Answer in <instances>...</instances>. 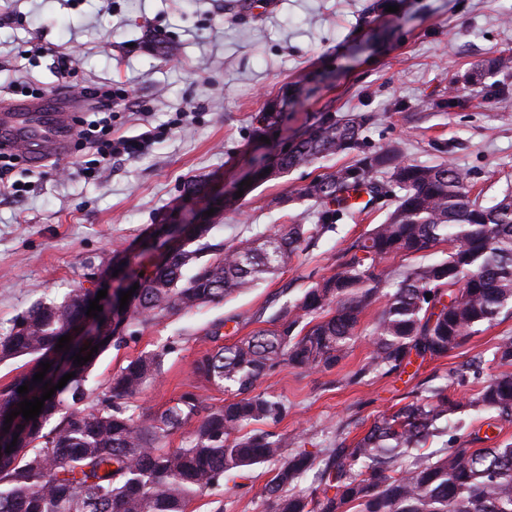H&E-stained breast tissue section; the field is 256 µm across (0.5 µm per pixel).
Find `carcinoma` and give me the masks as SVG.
<instances>
[{
	"mask_svg": "<svg viewBox=\"0 0 512 512\" xmlns=\"http://www.w3.org/2000/svg\"><path fill=\"white\" fill-rule=\"evenodd\" d=\"M512 70V56L500 55L474 66L471 80ZM366 114L320 116L300 140L259 176L269 180L308 166L328 154L361 151L350 165L312 180L288 198L318 208L316 224H280L255 240L226 244L213 225L197 227L167 263L143 276L134 302L112 309V324L101 326L86 346H98L91 360L55 363L58 339L83 319L90 289H73L61 303L38 302L0 334V362L31 356L34 367L0 391V512H187L195 497L261 464L283 460L266 487L268 512H512V442H498L472 430L439 451L431 441L448 432L451 416L487 413L489 429L512 422V336H501L492 361L502 370L483 376L481 360L459 366L457 380L476 389L456 399L448 388L433 387L398 409L374 419L359 438L336 435L306 494L289 487L315 467L304 448L285 455L297 439L276 431L288 414L280 398L257 391L261 380L284 364L307 370L331 369L343 359L362 313L381 301L368 361L358 375L406 372L417 360H438L460 349L479 327L512 312V194L490 205L470 199L467 176L451 163H409L395 146L361 149ZM368 205L394 194L387 219L352 241L336 261V271L286 304L272 319L275 328L219 346L194 366L229 398L218 407L187 390L155 414L131 412V400L156 379L172 347L141 354L93 395L88 381L98 357L119 347L135 327L156 323L176 311L220 302L277 274L307 242L333 221L352 213L353 199ZM448 245L447 257L400 266L382 274L377 265L395 257ZM393 291L382 293L383 278ZM51 364L40 382L39 364ZM75 377L44 402L39 417H5L18 403L41 397L66 374ZM28 385L29 392L18 393ZM57 423L46 429L51 420ZM190 426L186 444L166 447L175 429ZM254 429L245 431V428ZM12 451L6 452L11 442ZM489 442L472 448L474 442Z\"/></svg>",
	"mask_w": 512,
	"mask_h": 512,
	"instance_id": "cac0c4a2",
	"label": "carcinoma"
}]
</instances>
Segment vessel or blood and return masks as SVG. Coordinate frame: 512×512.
Returning <instances> with one entry per match:
<instances>
[{"mask_svg": "<svg viewBox=\"0 0 512 512\" xmlns=\"http://www.w3.org/2000/svg\"><path fill=\"white\" fill-rule=\"evenodd\" d=\"M75 104V99L65 94L51 100L13 103L0 109V128L15 132L12 146L39 141L57 156L65 152L72 133L68 117Z\"/></svg>", "mask_w": 512, "mask_h": 512, "instance_id": "1", "label": "vessel or blood"}]
</instances>
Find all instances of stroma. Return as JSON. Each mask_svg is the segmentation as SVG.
Masks as SVG:
<instances>
[{"label": "stroma", "mask_w": 512, "mask_h": 512, "mask_svg": "<svg viewBox=\"0 0 512 512\" xmlns=\"http://www.w3.org/2000/svg\"><path fill=\"white\" fill-rule=\"evenodd\" d=\"M377 0H0V104L58 94L54 61L69 53L70 82L128 88L113 109L115 134L144 125L167 135L145 155L116 159L91 181L72 175L91 150H69L57 163L30 158L12 180L29 184L22 197L0 184V330L39 301L62 302L73 288L112 273L145 271L143 240L155 226L179 224L212 210V233L235 244L269 224H313L310 203L280 204L352 155L321 159L256 183L245 195L256 158L295 143L314 116L374 114L361 135L365 148L395 143L412 163L449 162L468 176L471 196L490 204L512 190V108L500 109L491 87H512V72L468 81L472 64L512 54V0H395L397 12ZM457 86L450 104L448 88ZM275 110L276 123L256 117ZM205 183L190 196L191 181ZM385 199L341 218L314 238L287 268L257 287L221 302L134 328L125 343L98 359L90 388L102 391L129 360L174 340L156 382L134 399L160 412L196 389L208 404L224 393L194 364L217 345L271 326L285 302L300 297L336 268L352 240L384 221ZM380 305L361 316L348 356L336 367L289 365L266 376L259 389L288 404L279 431L305 439L308 451L334 447L336 433L358 437L373 419L430 385L462 389L450 372L474 355L496 371L492 348L512 336V315L499 317L448 357L428 361L415 375L366 376L369 336ZM220 339H213L214 324ZM273 476L261 465L203 493L187 512H264Z\"/></svg>", "instance_id": "35a3bbf8"}]
</instances>
